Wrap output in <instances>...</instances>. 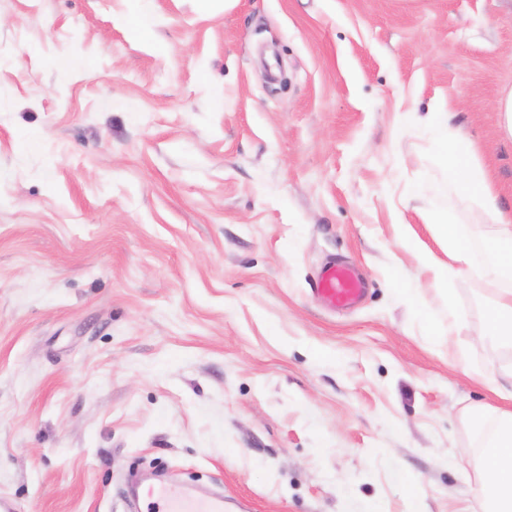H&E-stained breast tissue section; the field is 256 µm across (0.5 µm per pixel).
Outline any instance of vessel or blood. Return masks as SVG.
Masks as SVG:
<instances>
[{"instance_id":"b4317fda","label":"vessel or blood","mask_w":512,"mask_h":512,"mask_svg":"<svg viewBox=\"0 0 512 512\" xmlns=\"http://www.w3.org/2000/svg\"><path fill=\"white\" fill-rule=\"evenodd\" d=\"M315 290L331 306L346 308L360 301L363 283L352 266L334 263L321 270ZM135 497L139 512H224L223 495L194 488L172 493L161 484H140Z\"/></svg>"}]
</instances>
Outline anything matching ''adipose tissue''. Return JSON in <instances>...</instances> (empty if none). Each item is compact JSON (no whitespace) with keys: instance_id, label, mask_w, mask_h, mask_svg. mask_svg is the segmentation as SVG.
<instances>
[{"instance_id":"adipose-tissue-1","label":"adipose tissue","mask_w":512,"mask_h":512,"mask_svg":"<svg viewBox=\"0 0 512 512\" xmlns=\"http://www.w3.org/2000/svg\"><path fill=\"white\" fill-rule=\"evenodd\" d=\"M433 132L437 158L445 169L443 182L435 191L467 200L479 213L478 226L470 229L455 224L446 211L432 206L419 210L421 223L432 225L448 253L444 264L430 252L421 251L408 224H397L396 238L400 245L420 250L421 261L439 290H447L453 281L490 284L492 290L484 301L485 337L491 344L512 347V216L500 209L484 162L450 120L435 124ZM471 420L479 427L489 420L494 423L481 456L488 478L487 512H512V410L499 409L491 416L476 410Z\"/></svg>"}]
</instances>
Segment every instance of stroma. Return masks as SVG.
Wrapping results in <instances>:
<instances>
[{"label": "stroma", "mask_w": 512, "mask_h": 512, "mask_svg": "<svg viewBox=\"0 0 512 512\" xmlns=\"http://www.w3.org/2000/svg\"><path fill=\"white\" fill-rule=\"evenodd\" d=\"M132 8L0 0V497L125 512L135 471L224 512H484L464 412L501 401L449 358L512 348L395 224L447 261L430 107L512 214V0H150L137 37ZM332 259L353 309L312 291Z\"/></svg>", "instance_id": "35a3bbf8"}]
</instances>
